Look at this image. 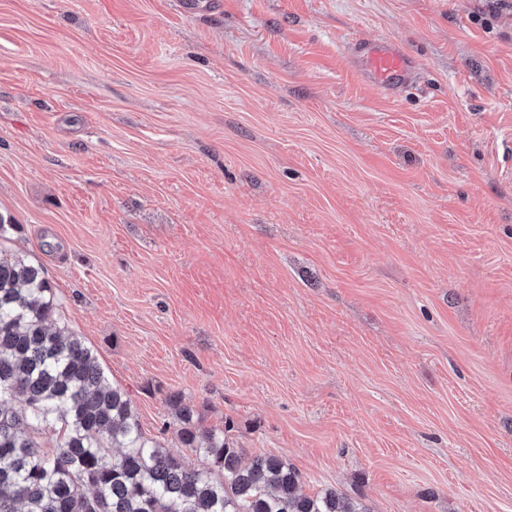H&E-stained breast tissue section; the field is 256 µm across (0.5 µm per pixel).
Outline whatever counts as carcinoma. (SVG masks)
<instances>
[{
	"instance_id": "obj_1",
	"label": "carcinoma",
	"mask_w": 512,
	"mask_h": 512,
	"mask_svg": "<svg viewBox=\"0 0 512 512\" xmlns=\"http://www.w3.org/2000/svg\"><path fill=\"white\" fill-rule=\"evenodd\" d=\"M61 308L41 265L0 249V512H361L334 490L305 494L277 456L243 464L224 431L202 427L171 392L165 429L209 463L187 468L144 435ZM47 432L60 435L57 447L41 446Z\"/></svg>"
}]
</instances>
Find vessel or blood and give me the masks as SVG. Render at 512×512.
I'll use <instances>...</instances> for the list:
<instances>
[{"label":"vessel or blood","mask_w":512,"mask_h":512,"mask_svg":"<svg viewBox=\"0 0 512 512\" xmlns=\"http://www.w3.org/2000/svg\"><path fill=\"white\" fill-rule=\"evenodd\" d=\"M347 54L363 77L387 95H398L414 77L412 58L395 42L360 38Z\"/></svg>","instance_id":"1"}]
</instances>
